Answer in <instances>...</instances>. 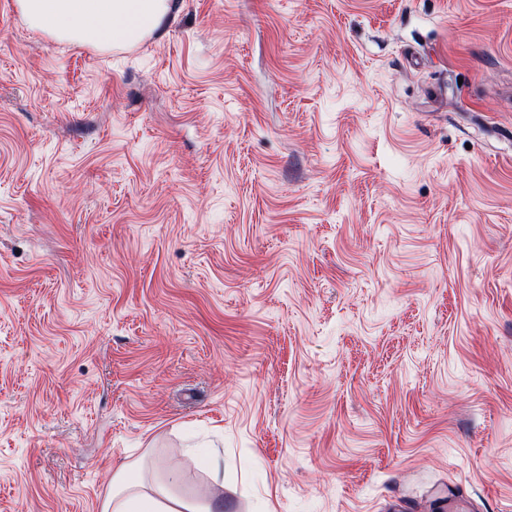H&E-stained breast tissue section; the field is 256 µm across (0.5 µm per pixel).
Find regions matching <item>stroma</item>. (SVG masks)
<instances>
[{"instance_id":"stroma-1","label":"stroma","mask_w":512,"mask_h":512,"mask_svg":"<svg viewBox=\"0 0 512 512\" xmlns=\"http://www.w3.org/2000/svg\"><path fill=\"white\" fill-rule=\"evenodd\" d=\"M179 5L0 0V512H512V0ZM29 25L55 39L130 47L177 14V0H17ZM143 457L121 465L112 473L100 500L99 512H223L224 497H198L182 491L180 468H159L145 478Z\"/></svg>"}]
</instances>
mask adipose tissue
<instances>
[{"label": "adipose tissue", "mask_w": 512, "mask_h": 512, "mask_svg": "<svg viewBox=\"0 0 512 512\" xmlns=\"http://www.w3.org/2000/svg\"><path fill=\"white\" fill-rule=\"evenodd\" d=\"M29 25L55 39L101 48L130 47L174 18L177 0H17ZM183 472L145 478L141 460L121 465L105 487L99 512H224L220 495L182 490Z\"/></svg>", "instance_id": "adipose-tissue-1"}]
</instances>
